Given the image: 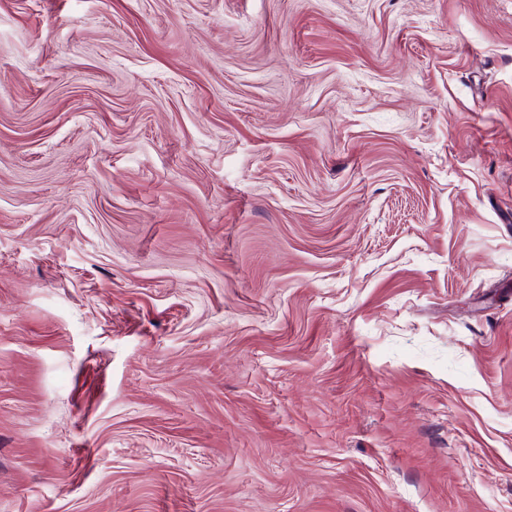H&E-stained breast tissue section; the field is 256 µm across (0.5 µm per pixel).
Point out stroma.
<instances>
[{
    "label": "stroma",
    "instance_id": "35a3bbf8",
    "mask_svg": "<svg viewBox=\"0 0 512 512\" xmlns=\"http://www.w3.org/2000/svg\"><path fill=\"white\" fill-rule=\"evenodd\" d=\"M0 512H512V0H0Z\"/></svg>",
    "mask_w": 512,
    "mask_h": 512
}]
</instances>
